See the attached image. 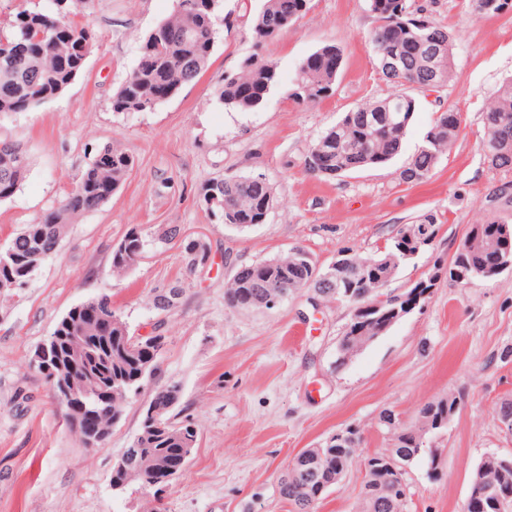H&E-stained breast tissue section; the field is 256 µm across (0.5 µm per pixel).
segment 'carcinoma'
<instances>
[{"instance_id": "cac0c4a2", "label": "carcinoma", "mask_w": 512, "mask_h": 512, "mask_svg": "<svg viewBox=\"0 0 512 512\" xmlns=\"http://www.w3.org/2000/svg\"><path fill=\"white\" fill-rule=\"evenodd\" d=\"M379 21L371 33V42L378 60L384 53L397 57L395 67L382 70L384 78L402 87L417 89L430 84L429 55L435 48L445 59L441 85L453 78L452 36L435 20L418 27L391 9L393 0H374ZM92 0H54L51 11L23 8L0 20V115L22 112L39 106L61 94L82 72L85 61L98 39L96 30L88 24H77L67 18L72 8H86ZM309 0H262L261 7L250 18L249 34L255 44L278 39L290 26L304 16ZM221 23L210 10L209 0H176L174 12L161 21L144 40L139 61L125 82L112 95L114 112H144L152 110L172 97L185 84L195 80L208 66ZM343 54L335 45H325L306 57L298 66L288 97L296 104H315L333 87L329 69L341 70ZM280 82L275 65L257 56L246 58L239 71L224 77L218 88L217 100L227 108L251 111L258 108L266 95ZM416 99L407 93H394L390 100H378L356 106L344 113L335 125L325 130L317 167H307L314 176L334 180L368 167L383 166L402 151L409 123L416 111ZM485 137L482 152L488 164L497 170H512V77L502 82L484 115ZM460 128L448 125V117L437 116L424 143L400 172V179L418 184L429 178L440 156L455 143ZM135 166L133 154L120 143H107L100 148L74 187L59 204L32 224H26L3 248L0 278L14 277L23 286L38 270L29 259L39 262L56 254L67 227L83 213L110 200L125 182ZM30 171V159L17 144L0 140V202L10 199L21 188ZM203 198L214 212H230L231 226L244 230L265 222L274 202L273 187L264 178L235 175L210 180L203 189ZM479 231L485 239L480 249L468 250L461 240L448 263L453 269H468L474 277H495L499 254H512V220L494 216L471 225L467 233ZM396 229L388 240L385 252L363 256L353 253L355 264L332 270L330 279L321 277L324 269L316 268L311 255L293 248L286 254L240 267L224 289V302L240 310H255L265 294L284 295L309 288L315 298L345 301L346 294L356 302L366 303L382 295L381 279L385 266L379 261L387 256L401 264L410 260L405 253L413 250L410 241ZM112 250V275L119 278L136 263L148 246L141 229H128L120 245ZM186 268L194 271L203 265L207 249L189 241L184 244ZM182 288L173 286L165 293L154 295L152 304L167 311L175 306ZM96 310L90 312L84 304L71 308L57 323L56 354L41 370L53 391L69 377L77 380L90 396L106 389L107 403L97 418L104 429L103 438L110 437L112 428L122 419L132 400L149 391L140 420L139 433L122 465L112 470L111 480L121 482L125 472L138 475L135 490L149 488L152 497L143 498L139 512H164L163 499L169 483L159 480L153 467L160 460L177 461L179 449L195 448L198 424L189 416L180 415L177 408L181 389L175 382L160 384L157 373L166 346V336L155 330L150 336H137L120 314L112 308L109 296L92 298ZM390 330L383 315L371 312L359 316L345 326L339 343L348 348L362 349ZM460 398L450 392L425 403L416 422L403 427L392 419L394 411L385 410L380 426L393 434V447L383 453L365 454L358 429L349 428L340 439H331L318 448H308L316 460L308 459L291 473L278 480L280 496L294 512H316L317 505L329 491L328 485L336 474L358 465L366 469L362 483L359 512H404L405 504L391 494L395 483L407 484V471L392 463L406 465L426 456L428 475H437V451L433 440L448 429V420L459 409ZM160 412L148 416L151 407ZM70 431L82 439L89 422L83 415L65 414ZM489 469L482 474L483 485L512 490V467L503 468L498 462H487ZM469 512H499L495 494L470 500Z\"/></svg>"}]
</instances>
